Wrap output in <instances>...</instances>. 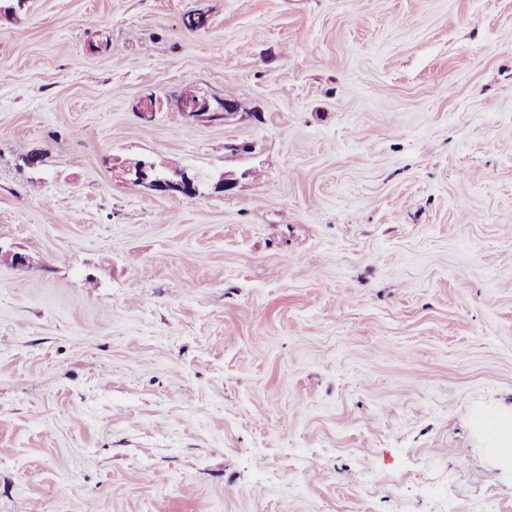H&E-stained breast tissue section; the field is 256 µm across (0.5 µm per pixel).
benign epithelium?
I'll use <instances>...</instances> for the list:
<instances>
[{
  "label": "benign epithelium",
  "mask_w": 512,
  "mask_h": 512,
  "mask_svg": "<svg viewBox=\"0 0 512 512\" xmlns=\"http://www.w3.org/2000/svg\"><path fill=\"white\" fill-rule=\"evenodd\" d=\"M163 107L170 111L182 113L184 119L189 123L221 122L238 109L234 99H225L220 96L211 99L193 98L181 92L164 100L149 94L142 97L137 103L141 118L148 121L154 117L157 110ZM117 166L126 175L125 181L152 195L178 192L187 198L193 199L202 195L203 190L212 182L215 183V187L221 190H228L233 187L232 179L228 178L224 171L207 176L186 168L162 171L154 161L147 158L112 164L114 168ZM5 260L19 269L30 268V259L27 255L10 250L5 251L0 247V263Z\"/></svg>",
  "instance_id": "1"
}]
</instances>
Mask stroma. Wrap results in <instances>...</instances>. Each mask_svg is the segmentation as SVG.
Instances as JSON below:
<instances>
[{
  "label": "stroma",
  "mask_w": 512,
  "mask_h": 512,
  "mask_svg": "<svg viewBox=\"0 0 512 512\" xmlns=\"http://www.w3.org/2000/svg\"><path fill=\"white\" fill-rule=\"evenodd\" d=\"M0 246V512H512V0H29ZM164 106L169 111H175L173 114L181 119L182 116L179 112H182L184 119L189 123L221 122L238 109L234 99H225L223 96H216L211 99L193 98L183 94L182 90L167 97L164 101L149 94L142 97L137 103L141 118L148 121L154 117L157 110ZM120 169L127 176L129 182L147 194H164L178 192L193 199L204 192L203 190L218 178L214 188L228 190L233 187V179L228 178L226 172L204 176L200 172L189 171L186 168H173L162 171L152 160L141 158L133 161L119 162Z\"/></svg>",
  "instance_id": "stroma-1"
}]
</instances>
